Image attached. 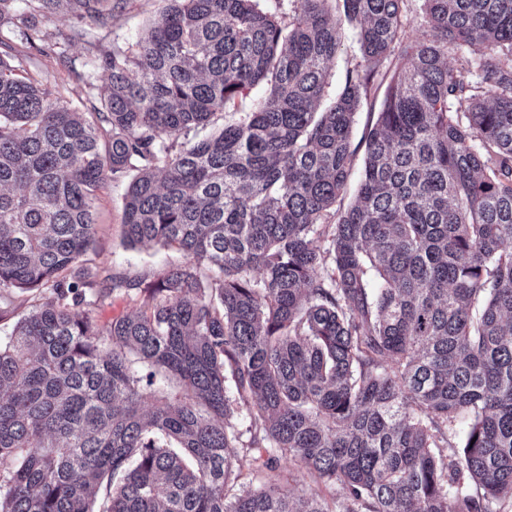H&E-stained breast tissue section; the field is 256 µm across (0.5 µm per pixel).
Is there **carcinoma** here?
<instances>
[{"label":"carcinoma","instance_id":"1","mask_svg":"<svg viewBox=\"0 0 512 512\" xmlns=\"http://www.w3.org/2000/svg\"><path fill=\"white\" fill-rule=\"evenodd\" d=\"M15 2L8 50L62 11L110 33L124 0ZM291 2L286 23L278 2L159 0L135 49L97 48L88 114L0 54V293L29 308L0 344V512H336L266 480L281 460L340 485L342 512L512 505V0H423L415 39L406 0ZM344 20L361 61L322 109ZM126 171L128 243L186 262L84 281L96 191ZM122 287L139 306L99 325ZM158 375L180 389L146 413ZM393 70H388L386 67L382 68V76L384 79L375 93V96H371V98L366 102L364 101L359 111L355 116V123L352 129L351 135V143L352 148H356V157H355V166L351 175L350 185L346 195L343 197L341 202L336 204V207L341 205V208L346 209L351 203L354 201L355 197V189L360 180L362 167H363V156H364V143H362L363 137L365 133L371 128L377 118L378 112L381 110V104L383 102L385 92L388 84L391 81V76L393 75Z\"/></svg>","mask_w":512,"mask_h":512}]
</instances>
